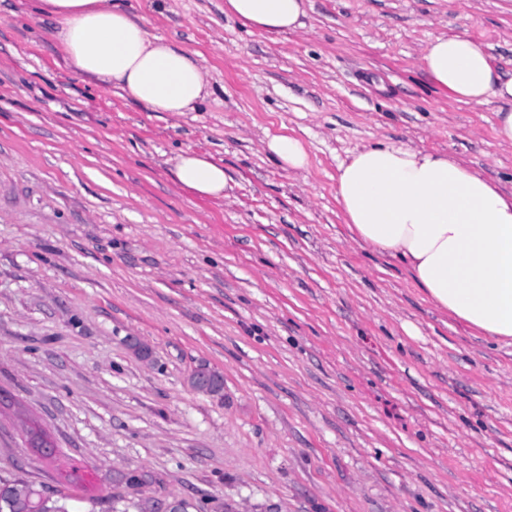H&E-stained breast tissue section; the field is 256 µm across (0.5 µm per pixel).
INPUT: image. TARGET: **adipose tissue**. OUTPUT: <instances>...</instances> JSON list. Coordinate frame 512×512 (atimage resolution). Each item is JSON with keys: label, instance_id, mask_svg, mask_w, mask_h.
Returning <instances> with one entry per match:
<instances>
[{"label": "adipose tissue", "instance_id": "obj_1", "mask_svg": "<svg viewBox=\"0 0 512 512\" xmlns=\"http://www.w3.org/2000/svg\"><path fill=\"white\" fill-rule=\"evenodd\" d=\"M56 22L68 69L114 85L152 112L196 111L212 93L193 54L151 34L123 0H40ZM226 16L269 35L300 27L304 0H224ZM421 71L466 103L496 98L494 131L512 144V78L467 33L432 38ZM174 176L206 197L224 193L223 167L185 152ZM336 200L354 240L401 260L439 309L499 341H512V193L455 157L379 143L340 163Z\"/></svg>", "mask_w": 512, "mask_h": 512}]
</instances>
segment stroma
<instances>
[{
  "mask_svg": "<svg viewBox=\"0 0 512 512\" xmlns=\"http://www.w3.org/2000/svg\"><path fill=\"white\" fill-rule=\"evenodd\" d=\"M126 3L196 54L197 111L73 75L38 0H0V479L69 512H512V345L359 246L336 200L339 162L382 142L512 191L499 101H457L419 68L466 30L512 78V0H305L276 37L224 0ZM283 130L307 169L268 152ZM184 152L223 166V197L177 183ZM202 364L223 397L191 388Z\"/></svg>",
  "mask_w": 512,
  "mask_h": 512,
  "instance_id": "obj_1",
  "label": "stroma"
}]
</instances>
